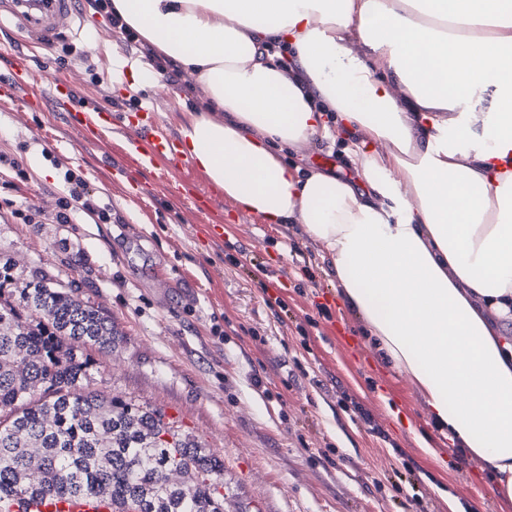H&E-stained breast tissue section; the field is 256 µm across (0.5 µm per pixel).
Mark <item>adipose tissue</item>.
Returning <instances> with one entry per match:
<instances>
[{"instance_id": "1", "label": "adipose tissue", "mask_w": 512, "mask_h": 512, "mask_svg": "<svg viewBox=\"0 0 512 512\" xmlns=\"http://www.w3.org/2000/svg\"><path fill=\"white\" fill-rule=\"evenodd\" d=\"M112 10L193 76L191 161L319 246L377 350L512 499V0ZM341 134L355 179L289 163Z\"/></svg>"}]
</instances>
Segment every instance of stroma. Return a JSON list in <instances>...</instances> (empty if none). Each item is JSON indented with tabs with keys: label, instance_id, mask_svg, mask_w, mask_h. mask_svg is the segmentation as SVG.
Segmentation results:
<instances>
[{
	"label": "stroma",
	"instance_id": "35a3bbf8",
	"mask_svg": "<svg viewBox=\"0 0 512 512\" xmlns=\"http://www.w3.org/2000/svg\"><path fill=\"white\" fill-rule=\"evenodd\" d=\"M19 24L12 0H0V87L11 60L27 55L43 98L63 86L132 129L179 130L199 103L191 79L160 63L150 86L113 70L118 56L147 62V46L126 41L104 12L50 49ZM123 130L85 141L55 108L27 111L0 95V260L14 287L40 271L111 316L118 336L95 356L98 390L164 409L223 457L227 512H512L485 465L452 452L415 389L369 344L316 243L220 190L219 240L162 190L134 197L135 172L111 176ZM68 171L108 218L76 207L58 223Z\"/></svg>",
	"mask_w": 512,
	"mask_h": 512
}]
</instances>
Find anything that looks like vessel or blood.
Masks as SVG:
<instances>
[{
  "instance_id": "1",
  "label": "vessel or blood",
  "mask_w": 512,
  "mask_h": 512,
  "mask_svg": "<svg viewBox=\"0 0 512 512\" xmlns=\"http://www.w3.org/2000/svg\"><path fill=\"white\" fill-rule=\"evenodd\" d=\"M14 11L21 20L25 35L45 47L52 45L62 30L72 28L84 19L78 0H44L36 12L31 11L23 0H17ZM51 104L63 112L67 124L77 132H89L91 111L86 106L74 104L71 95L58 93L53 95ZM176 140L175 134L155 128L130 134L118 167L122 170L129 167L149 170L161 157L167 158L171 168L183 167L186 160L176 152ZM172 192L196 210L205 211L210 207L211 194L198 192L186 183H174ZM26 512H112V501L102 495L45 496L32 500Z\"/></svg>"
}]
</instances>
